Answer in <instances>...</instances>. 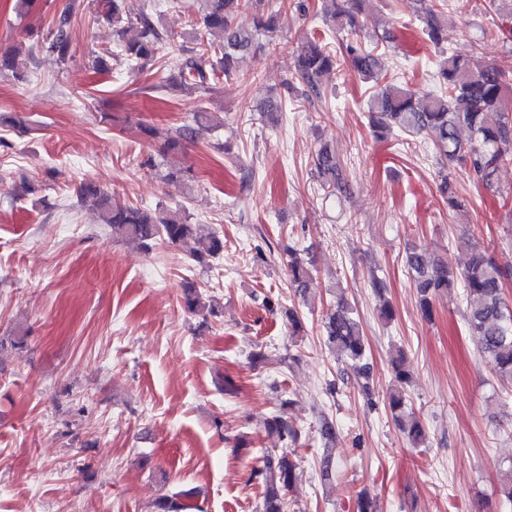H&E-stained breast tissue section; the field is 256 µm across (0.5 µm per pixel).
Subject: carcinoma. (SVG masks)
Wrapping results in <instances>:
<instances>
[{"instance_id":"obj_1","label":"carcinoma","mask_w":512,"mask_h":512,"mask_svg":"<svg viewBox=\"0 0 512 512\" xmlns=\"http://www.w3.org/2000/svg\"><path fill=\"white\" fill-rule=\"evenodd\" d=\"M127 0H97V14L112 24L122 39L119 50L106 56L98 55L92 68L106 71V58H118L131 75L142 72L149 62H161L167 51L175 47L174 37L160 28L153 15L145 9L132 13ZM200 2L199 27L204 32L218 30L224 33V45L215 47L199 37L198 48L185 62L184 85L201 88L209 77L222 73L232 75L239 56L249 52L258 36H272L281 28L287 17L285 2L271 4L265 0H198ZM322 18L331 30L345 33L344 51L333 50L323 39L305 42L297 55V72L305 88L301 96L320 98L324 91L320 78L326 72L343 65L351 67L360 77L375 82L376 90L366 101L369 124L377 132H393L398 137L432 136L436 153L449 162H462L470 166L476 180L487 189L497 188V175L502 167L512 164V76L506 75L481 56L461 57L447 49L442 50L438 62L437 86L439 91L413 89L390 83L383 75L382 54L379 45L369 49L359 24V16L372 0H322ZM422 34L436 46L446 41V0H417ZM241 11L254 14V29L234 25L235 16ZM72 12L59 17L49 39L40 49L66 62L72 57L70 36ZM18 51L11 49L0 54V72L10 71L17 80L25 76L15 72ZM318 177L340 192L349 190L336 155L328 148L317 154ZM439 191L451 209L461 206L444 171L438 172ZM82 201H91L100 223L106 225L111 235L149 246L157 241L180 245L190 240L197 244L194 260L206 265L224 253V239L206 224H193L181 209L161 207L151 213L138 207L117 202L94 182L79 187ZM407 273L420 296L426 314H431V298L451 288H462L466 299L465 321L469 330L478 336L483 352L496 375L512 382V310L506 306L503 280L506 270L483 253L472 255L468 266L457 274L444 264L430 262L420 250L406 255ZM288 275L290 287L302 293L310 277L309 269L288 249ZM184 306L190 312L205 307L201 293L192 284L186 286ZM289 333H305V323L298 312L287 308ZM325 345L337 359L358 366L365 355L363 328L353 316L352 307L344 296H339L336 308L322 320ZM396 388L389 396L393 418L413 445L425 438L422 423L405 413V386L411 374L397 359L392 366ZM288 400L281 403V411L267 421V430L284 441L297 442L298 432L288 422L285 409ZM297 468L294 451L286 448L275 453L266 452L262 466L252 471L250 479L262 487L261 512H286L288 492ZM195 494L192 490H179L156 499L154 512H185L191 508L188 501Z\"/></svg>"}]
</instances>
